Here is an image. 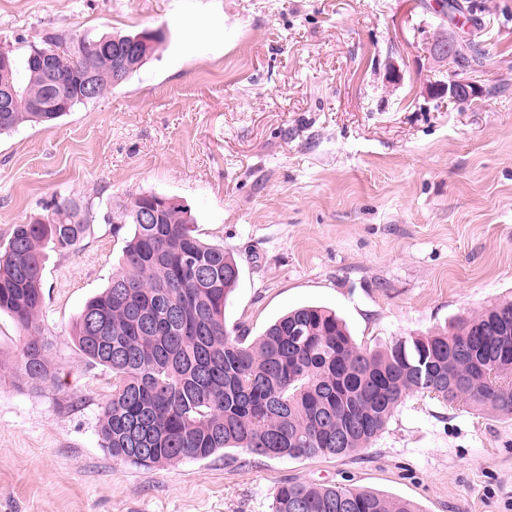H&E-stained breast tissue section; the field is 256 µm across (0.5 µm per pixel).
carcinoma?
<instances>
[{"mask_svg":"<svg viewBox=\"0 0 512 512\" xmlns=\"http://www.w3.org/2000/svg\"><path fill=\"white\" fill-rule=\"evenodd\" d=\"M135 35L66 38L48 33L23 59L0 64V84L18 97L0 112V134L27 123L49 124L93 101L151 59L163 40L130 52ZM54 61L48 83L39 56ZM485 50L464 40L449 59L466 70ZM96 94H86L88 74ZM156 193L134 195L107 222L132 226L108 286L76 317L74 341L112 372L98 433L112 457L146 470L205 459L239 448L270 458L350 457L386 428L413 393L449 404L512 416V300L461 316L448 328L398 336L382 348L358 345L336 312L295 308L253 341L224 325L239 280L234 256L202 241L188 208ZM157 202L158 223L140 224L135 208ZM87 229L83 207L58 203L28 224H16L0 249V313L29 333L17 366L24 384L55 381L48 343L35 322L44 301L45 249L73 252ZM272 512H419L406 499L347 486L287 482Z\"/></svg>","mask_w":512,"mask_h":512,"instance_id":"cac0c4a2","label":"carcinoma"}]
</instances>
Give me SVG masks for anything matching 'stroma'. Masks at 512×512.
Listing matches in <instances>:
<instances>
[{
  "instance_id": "obj_1",
  "label": "stroma",
  "mask_w": 512,
  "mask_h": 512,
  "mask_svg": "<svg viewBox=\"0 0 512 512\" xmlns=\"http://www.w3.org/2000/svg\"><path fill=\"white\" fill-rule=\"evenodd\" d=\"M471 2L466 22L437 0H0L18 55L49 31L164 34L105 96L0 135V246L52 202L89 219L76 251L47 253L36 325L56 383L18 379L27 333L0 314V512H272L287 481L512 512V417L420 394L348 458L118 461L97 431L112 374L72 340L124 246L104 216L136 193L178 198L233 254L234 335L315 304L380 346L512 297V0ZM439 27L486 51L469 104L435 93Z\"/></svg>"
}]
</instances>
